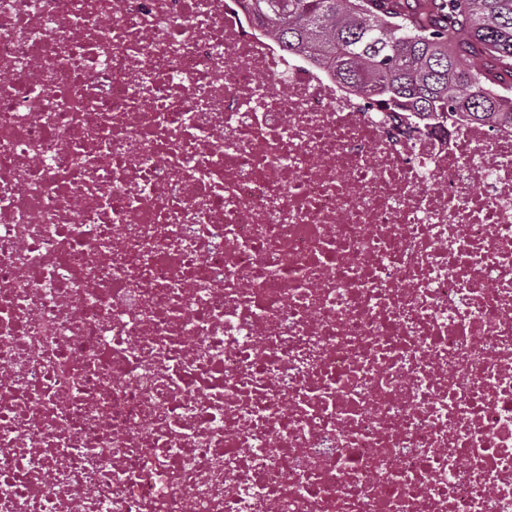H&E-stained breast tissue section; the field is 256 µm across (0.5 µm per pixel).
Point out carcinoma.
Masks as SVG:
<instances>
[{"instance_id": "carcinoma-1", "label": "carcinoma", "mask_w": 512, "mask_h": 512, "mask_svg": "<svg viewBox=\"0 0 512 512\" xmlns=\"http://www.w3.org/2000/svg\"><path fill=\"white\" fill-rule=\"evenodd\" d=\"M286 52L403 112L512 125V0H244Z\"/></svg>"}]
</instances>
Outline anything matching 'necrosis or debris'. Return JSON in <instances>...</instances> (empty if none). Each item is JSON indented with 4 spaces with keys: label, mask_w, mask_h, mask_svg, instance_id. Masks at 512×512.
Wrapping results in <instances>:
<instances>
[{
    "label": "necrosis or debris",
    "mask_w": 512,
    "mask_h": 512,
    "mask_svg": "<svg viewBox=\"0 0 512 512\" xmlns=\"http://www.w3.org/2000/svg\"><path fill=\"white\" fill-rule=\"evenodd\" d=\"M0 512H512V127L0 0Z\"/></svg>",
    "instance_id": "necrosis-or-debris-1"
}]
</instances>
